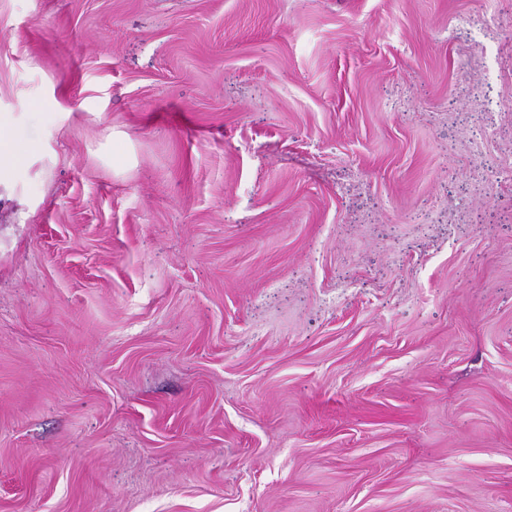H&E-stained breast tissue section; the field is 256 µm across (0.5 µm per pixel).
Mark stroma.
Returning a JSON list of instances; mask_svg holds the SVG:
<instances>
[{
    "mask_svg": "<svg viewBox=\"0 0 512 512\" xmlns=\"http://www.w3.org/2000/svg\"><path fill=\"white\" fill-rule=\"evenodd\" d=\"M0 512H512V0H0ZM33 146L18 143L6 124L0 121V185H11V173L27 163L34 153Z\"/></svg>",
    "mask_w": 512,
    "mask_h": 512,
    "instance_id": "obj_1",
    "label": "stroma"
}]
</instances>
